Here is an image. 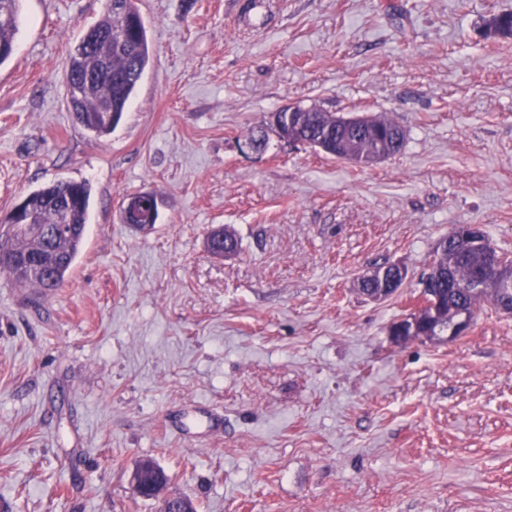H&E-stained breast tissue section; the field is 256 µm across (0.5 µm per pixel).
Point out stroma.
<instances>
[{
  "instance_id": "stroma-1",
  "label": "stroma",
  "mask_w": 512,
  "mask_h": 512,
  "mask_svg": "<svg viewBox=\"0 0 512 512\" xmlns=\"http://www.w3.org/2000/svg\"><path fill=\"white\" fill-rule=\"evenodd\" d=\"M139 0L152 57L117 127L70 112V52L107 0H20L0 65V226L86 182L88 234L42 296L0 272V512H512V314L395 345L438 242L512 254V0ZM383 115L372 165L244 143L283 106ZM154 193L153 227L124 223ZM238 249L216 255L212 231ZM398 264L389 298L359 278ZM396 273L395 277L389 282L388 288H381L379 293L374 294L376 288H380L382 268L374 270L370 275L364 277L362 281V292L367 296L374 294L375 298L388 297L392 292L396 291L402 285L405 279V269L399 265H390ZM384 267L383 269H386ZM386 293V294H385Z\"/></svg>"
}]
</instances>
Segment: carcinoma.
I'll return each instance as SVG.
<instances>
[{"mask_svg":"<svg viewBox=\"0 0 512 512\" xmlns=\"http://www.w3.org/2000/svg\"><path fill=\"white\" fill-rule=\"evenodd\" d=\"M18 27V0H0V65L14 53ZM489 29L495 36L511 37L512 13L494 16ZM90 31L101 38L89 49L69 55L64 84L77 122L101 137L119 123L150 63V48L137 0H112L105 17ZM281 131L295 142L312 147L321 143L333 153L343 146L364 164L381 152L396 153L403 145V138L398 136L400 128L385 117L373 118V123L364 128L340 129L336 114L313 107L294 113L291 122H283ZM66 197L71 198V204L62 213L56 202ZM89 198L87 184L74 181H57L28 195L27 206L44 227L52 230L66 222L72 232L33 236L15 230L6 234L9 252L35 259L38 266L20 272L13 265L0 264V272L42 293L61 288L82 248ZM447 240L448 247L438 255L437 264L443 272H451V277L444 276L433 284L442 302L436 311L424 314L420 336H441L460 317H476L486 303L496 310L512 306V294L499 288L473 292L476 270L468 257L469 241L458 233Z\"/></svg>","mask_w":512,"mask_h":512,"instance_id":"obj_1","label":"carcinoma"}]
</instances>
